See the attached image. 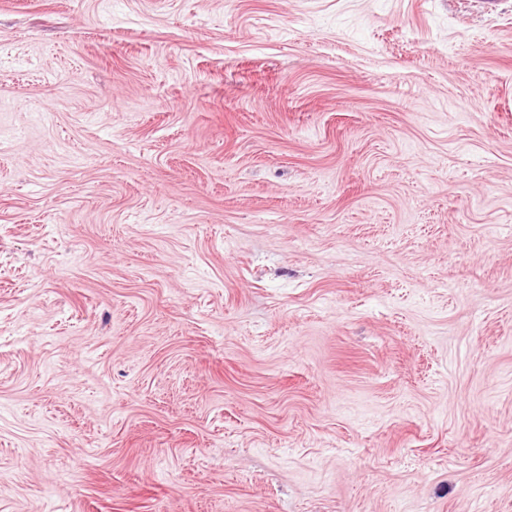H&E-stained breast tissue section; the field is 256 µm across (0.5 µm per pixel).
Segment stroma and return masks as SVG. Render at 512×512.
I'll return each mask as SVG.
<instances>
[{
  "label": "stroma",
  "mask_w": 512,
  "mask_h": 512,
  "mask_svg": "<svg viewBox=\"0 0 512 512\" xmlns=\"http://www.w3.org/2000/svg\"><path fill=\"white\" fill-rule=\"evenodd\" d=\"M0 512H512V0H0Z\"/></svg>",
  "instance_id": "35a3bbf8"
}]
</instances>
